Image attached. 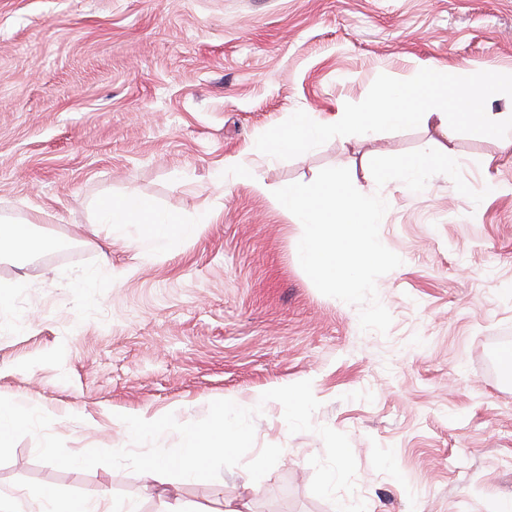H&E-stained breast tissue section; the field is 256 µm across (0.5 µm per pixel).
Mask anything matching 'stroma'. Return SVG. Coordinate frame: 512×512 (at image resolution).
Here are the masks:
<instances>
[{"label":"stroma","instance_id":"obj_1","mask_svg":"<svg viewBox=\"0 0 512 512\" xmlns=\"http://www.w3.org/2000/svg\"><path fill=\"white\" fill-rule=\"evenodd\" d=\"M484 83L512 71V0H0V215L55 240L25 265L0 334V397L49 414L67 448H123L121 415L182 423L211 401L254 407L308 380L318 426L348 436L367 512H502L512 502V387L491 368L512 337V148L469 128L452 146L480 204L445 175L421 193L376 186L371 159L428 148L434 127L327 134L308 152L258 158L253 138L292 112H354L417 63ZM237 157L271 189L344 167L388 209L380 240L401 266L377 281L387 334L321 294L299 265L300 229L234 177ZM137 191L148 206L215 223L156 253L145 224L92 232L98 200ZM111 260V274L100 268ZM93 281H86L87 273ZM281 446L252 481L61 469L17 441L0 489L63 499L103 493L138 512L174 501L239 512H336L311 492L313 432L289 433L281 404L254 419Z\"/></svg>","mask_w":512,"mask_h":512}]
</instances>
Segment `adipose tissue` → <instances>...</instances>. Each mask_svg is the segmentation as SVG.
Returning a JSON list of instances; mask_svg holds the SVG:
<instances>
[{
    "mask_svg": "<svg viewBox=\"0 0 512 512\" xmlns=\"http://www.w3.org/2000/svg\"><path fill=\"white\" fill-rule=\"evenodd\" d=\"M470 86V75L464 70H455L444 74L443 78L430 81L429 89L425 92L401 80L388 79L377 95L359 111L336 112L324 118L309 113H289L288 125L277 140L258 135L253 140L252 150L263 156L276 149L306 151L318 144L325 134L351 127L372 133L384 126L431 125L449 139L464 126L495 134L512 129L511 112H482L466 100L459 101L457 107H449V88L461 90ZM93 221L102 225L174 223L181 236L190 237L212 223L213 216L202 212L192 219L179 221L167 212L148 209L131 192L120 199L108 197L99 200L94 206ZM43 245V240L36 237L31 222L5 217L0 219V256L6 254L23 258Z\"/></svg>",
    "mask_w": 512,
    "mask_h": 512,
    "instance_id": "ef3b65f1",
    "label": "adipose tissue"
}]
</instances>
